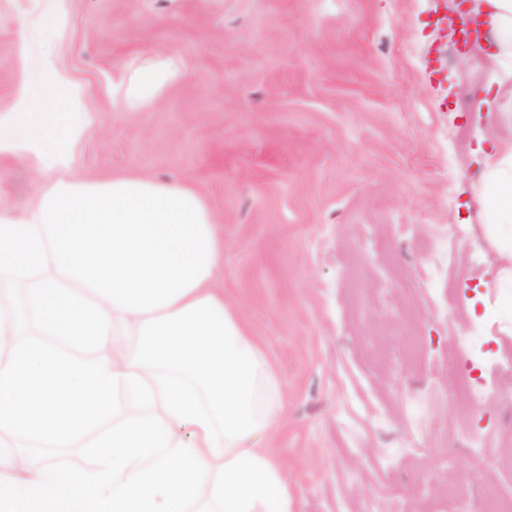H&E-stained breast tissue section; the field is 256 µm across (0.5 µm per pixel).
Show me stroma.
<instances>
[{
  "instance_id": "obj_1",
  "label": "stroma",
  "mask_w": 512,
  "mask_h": 512,
  "mask_svg": "<svg viewBox=\"0 0 512 512\" xmlns=\"http://www.w3.org/2000/svg\"><path fill=\"white\" fill-rule=\"evenodd\" d=\"M432 7L0 0V113L20 83L49 94L52 64L93 116L79 174L178 180L209 201L224 228L219 286L284 384L275 446L296 512H481L490 494L512 499V467L498 462L512 372L456 342L482 320L486 356L512 354L499 307L512 258L476 196L500 130L469 111L482 71L436 41ZM159 61L176 78L124 107L129 72ZM37 178L30 159L1 162L0 200L24 208ZM443 238L446 270L428 259ZM461 378L490 396L465 407Z\"/></svg>"
}]
</instances>
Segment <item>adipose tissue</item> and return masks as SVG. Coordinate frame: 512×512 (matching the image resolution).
<instances>
[{"label": "adipose tissue", "mask_w": 512, "mask_h": 512, "mask_svg": "<svg viewBox=\"0 0 512 512\" xmlns=\"http://www.w3.org/2000/svg\"><path fill=\"white\" fill-rule=\"evenodd\" d=\"M492 44L485 112L512 91V0H474ZM176 76L138 68L128 89L146 102ZM61 94L20 90L0 113V159L32 155L40 181L22 213L0 202V274L28 286L47 278L110 319L102 349L112 373L133 372L155 405L134 409L120 381L122 414L88 436L100 467L73 474L32 458L0 429V506L12 512H295L274 446L283 390L267 356L217 286L224 230L194 188L146 175L91 180L74 171L91 117L73 111L66 74L45 72ZM484 220L512 254V137L487 155L478 195Z\"/></svg>", "instance_id": "ef3b65f1"}]
</instances>
